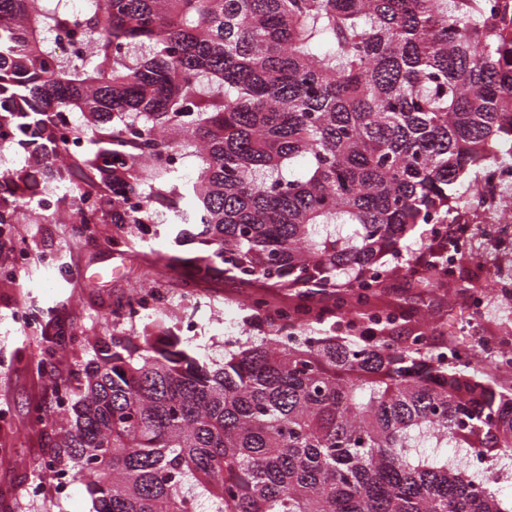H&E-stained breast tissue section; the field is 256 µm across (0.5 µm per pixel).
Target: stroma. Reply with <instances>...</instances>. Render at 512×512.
Wrapping results in <instances>:
<instances>
[{"label":"stroma","mask_w":512,"mask_h":512,"mask_svg":"<svg viewBox=\"0 0 512 512\" xmlns=\"http://www.w3.org/2000/svg\"><path fill=\"white\" fill-rule=\"evenodd\" d=\"M111 236L108 224L86 237L73 225L33 219L11 225L7 237L0 239V268L7 270L0 277V512H92L91 499L77 482L63 498L50 489L43 497H27V485L39 479L30 463L58 432L57 376L84 367L101 340L135 335V327L113 317L112 311L136 288L146 283L160 292L171 326L194 316L198 328L187 345L214 362L222 361L225 340L267 335L269 318L249 320L242 306L247 296L262 295L274 303L284 299L274 288L220 278L200 288L197 303L183 302L187 270L163 267L161 259L173 253L192 255L194 244L176 246L154 226L131 247L116 252ZM20 251L27 254L22 264L15 261ZM50 257L56 258V266L47 265ZM496 280L512 282V240L493 243L478 234L472 247L458 255L447 288L435 290L413 281L401 264L391 263L378 305L406 313L432 338L452 331L466 336L481 358L488 353V342L512 334V294L494 289ZM477 288L484 295L480 309L474 310L470 292ZM20 311L31 314L28 327L14 323ZM48 325L63 328L78 341L57 354L54 371L26 370L22 361L45 347ZM36 407L43 421L33 420Z\"/></svg>","instance_id":"obj_1"}]
</instances>
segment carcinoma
I'll return each instance as SVG.
<instances>
[{
    "label": "carcinoma",
    "mask_w": 512,
    "mask_h": 512,
    "mask_svg": "<svg viewBox=\"0 0 512 512\" xmlns=\"http://www.w3.org/2000/svg\"><path fill=\"white\" fill-rule=\"evenodd\" d=\"M1 133L24 162L0 225L38 204L125 248L164 202L200 244L184 287L253 282L297 314L214 368L158 309L138 349L114 336L60 379L71 418L34 471L94 512H512L486 473L416 453L512 457V385L367 313L369 271L413 272L415 227L512 158V0H0ZM73 341L52 329L25 368Z\"/></svg>",
    "instance_id": "1"
}]
</instances>
